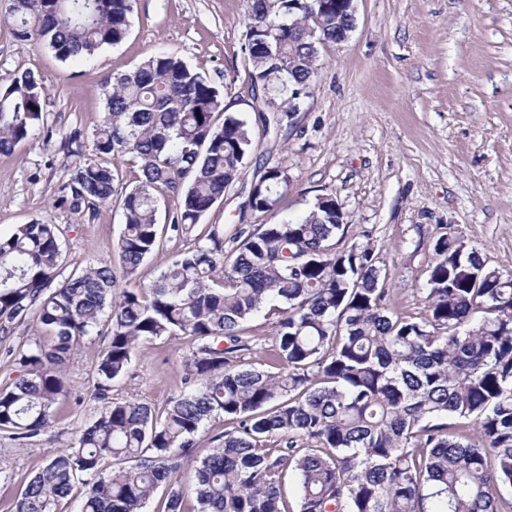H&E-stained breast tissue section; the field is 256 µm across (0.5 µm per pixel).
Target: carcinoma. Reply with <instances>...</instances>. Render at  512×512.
Listing matches in <instances>:
<instances>
[{"label": "carcinoma", "mask_w": 512, "mask_h": 512, "mask_svg": "<svg viewBox=\"0 0 512 512\" xmlns=\"http://www.w3.org/2000/svg\"><path fill=\"white\" fill-rule=\"evenodd\" d=\"M132 12V0H12L11 33L79 61L120 44ZM290 24L315 21L290 0H248L241 49L273 110L258 113L266 133L309 95L336 41L332 20L290 45ZM43 97L32 70L0 85V155L45 125ZM255 147L247 120L173 53L113 76L92 138L65 137L78 162L57 201L92 215L118 204V264L65 274L59 229L39 220L0 237V345L9 324L33 318L41 330L6 347L20 375L0 386V433L25 442L51 427L65 363L103 327L94 399L104 406L74 443L47 452L12 512H60L68 498L77 512H150L160 491L156 512H512L496 494L512 487V274L444 234L423 271L424 313L399 311L374 246L339 248L350 225L332 195L298 218L237 229L227 254L224 229L198 226ZM127 155L141 175L121 190L114 160ZM287 188L270 167L248 205L273 213ZM162 197L176 203L169 229L196 245L145 282ZM121 280L137 287L119 290ZM259 316L272 326L262 368L249 358ZM161 338L188 340L187 388L163 407L110 398L139 345ZM216 417L231 427L194 455Z\"/></svg>", "instance_id": "obj_1"}]
</instances>
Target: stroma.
<instances>
[{
	"label": "stroma",
	"instance_id": "stroma-1",
	"mask_svg": "<svg viewBox=\"0 0 512 512\" xmlns=\"http://www.w3.org/2000/svg\"><path fill=\"white\" fill-rule=\"evenodd\" d=\"M6 9L0 0V83L38 73L48 128L0 155V236L35 219L59 225L67 271L110 259L123 216L115 206L91 215L56 205L74 163L63 140L99 124L107 78L173 52L223 88L257 141L240 179L203 218L223 225L225 251L237 247L236 225L270 223L247 199L276 166L289 178V215L335 196L349 225L342 247L370 239L403 311H422L425 256L446 232L512 273V0H357L356 29L323 52L295 124L269 134L241 52L247 0H134L127 38L75 64L38 40L16 41ZM105 343L96 336L75 350L51 429L24 446L0 434V512H11L47 451L69 446L100 409L92 393ZM187 352L182 339L142 343L112 397L164 406L184 386Z\"/></svg>",
	"mask_w": 512,
	"mask_h": 512
}]
</instances>
